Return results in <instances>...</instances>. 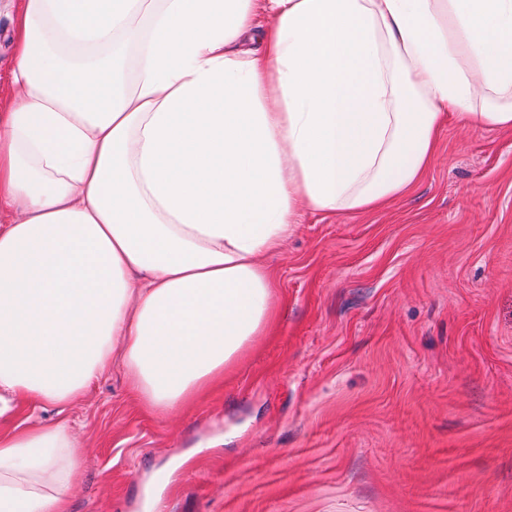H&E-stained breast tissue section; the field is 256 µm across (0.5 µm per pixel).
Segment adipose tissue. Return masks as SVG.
Returning a JSON list of instances; mask_svg holds the SVG:
<instances>
[{"label":"adipose tissue","instance_id":"adipose-tissue-1","mask_svg":"<svg viewBox=\"0 0 512 512\" xmlns=\"http://www.w3.org/2000/svg\"><path fill=\"white\" fill-rule=\"evenodd\" d=\"M0 415L120 360L185 406L269 328L305 211L407 195L454 117L512 132V0H6ZM63 421L0 433V512H66ZM13 26L10 17L2 9L0 13V95L2 100L18 101L16 92L8 84L11 66Z\"/></svg>","mask_w":512,"mask_h":512}]
</instances>
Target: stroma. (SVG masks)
Here are the masks:
<instances>
[{
    "mask_svg": "<svg viewBox=\"0 0 512 512\" xmlns=\"http://www.w3.org/2000/svg\"><path fill=\"white\" fill-rule=\"evenodd\" d=\"M277 323L207 395L113 365L65 413L68 512H512V133L449 120L406 198L307 213L266 257Z\"/></svg>",
    "mask_w": 512,
    "mask_h": 512,
    "instance_id": "1",
    "label": "stroma"
}]
</instances>
